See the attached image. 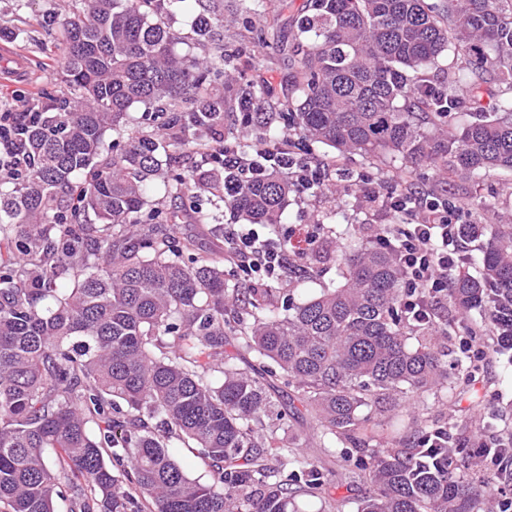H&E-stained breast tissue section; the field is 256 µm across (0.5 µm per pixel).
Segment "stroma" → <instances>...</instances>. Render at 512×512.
<instances>
[{"mask_svg": "<svg viewBox=\"0 0 512 512\" xmlns=\"http://www.w3.org/2000/svg\"><path fill=\"white\" fill-rule=\"evenodd\" d=\"M242 0H223L224 47L244 61L243 79L275 90L279 106L288 103V86L295 74L280 45L296 32V21L307 0H268V12L276 23L266 25L265 42L252 40L240 21ZM75 8L74 0H0V96L22 94L38 105L61 97L64 83L60 68L62 49L58 24ZM412 178L423 190L454 198L464 208L467 222L483 224L512 219V172L496 171L478 180L464 179L420 165ZM361 192L355 185H338L336 193L321 192L305 201H293L288 209L291 224L321 225L323 246L316 266L320 278L301 282L294 294L301 301L322 286L340 280L336 263V243L354 235L369 239L370 225L384 221L378 204L362 207ZM435 418L448 423L475 442L489 435L512 434V354L497 353L483 361L475 379L453 393L427 396L404 412V421Z\"/></svg>", "mask_w": 512, "mask_h": 512, "instance_id": "1", "label": "stroma"}]
</instances>
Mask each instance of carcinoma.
<instances>
[{
    "label": "carcinoma",
    "mask_w": 512,
    "mask_h": 512,
    "mask_svg": "<svg viewBox=\"0 0 512 512\" xmlns=\"http://www.w3.org/2000/svg\"><path fill=\"white\" fill-rule=\"evenodd\" d=\"M165 0H80L63 19L66 91L29 128L30 177L0 192V512H495L512 481V445L487 449L472 470L466 441L423 420L385 439L382 421L413 394L452 390L478 370L448 363V323L406 319L408 289L391 251L344 241L341 281L298 304L275 288H229L224 249L196 253L148 199L160 179L195 224L285 223L295 189L275 171L225 191L222 152L248 145L224 131L246 125L270 145L314 141L366 159L400 157L450 174L512 171V0H309L293 51L295 103L274 90L229 84L238 65L215 42L224 19L200 16L203 55H181ZM448 63L467 88L471 121L428 73ZM494 104L484 106V93ZM142 103L160 119L105 152ZM204 154L186 174L175 155ZM485 239L450 279L448 304L479 320L473 336L512 350V224H459ZM252 355L249 370L224 341ZM284 380L338 466L362 488L328 493L329 472L302 455L303 435L272 389ZM197 451L210 480L189 477L169 448Z\"/></svg>",
    "instance_id": "carcinoma-1"
}]
</instances>
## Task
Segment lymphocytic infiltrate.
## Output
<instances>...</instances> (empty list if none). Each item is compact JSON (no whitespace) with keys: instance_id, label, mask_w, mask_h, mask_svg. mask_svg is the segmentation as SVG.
Masks as SVG:
<instances>
[{"instance_id":"lymphocytic-infiltrate-1","label":"lymphocytic infiltrate","mask_w":512,"mask_h":512,"mask_svg":"<svg viewBox=\"0 0 512 512\" xmlns=\"http://www.w3.org/2000/svg\"><path fill=\"white\" fill-rule=\"evenodd\" d=\"M41 118L37 106L26 101L6 104L0 111V174L12 179L30 171L24 135ZM224 164L241 177H260L266 170L277 169L301 195L329 184L337 174L358 184L364 198L380 204L388 218L387 223L375 225L371 241L375 248L391 249L397 255L410 289L401 302L406 315L420 323L427 321L434 303L444 297L463 252L456 233L462 210L447 197L383 172L374 175L344 168L338 160H306L291 147H260L248 153L228 149ZM320 247L316 224L292 225L287 235L276 238L263 235L252 224L224 227L225 267L257 286L284 280L288 253L308 260Z\"/></svg>"}]
</instances>
